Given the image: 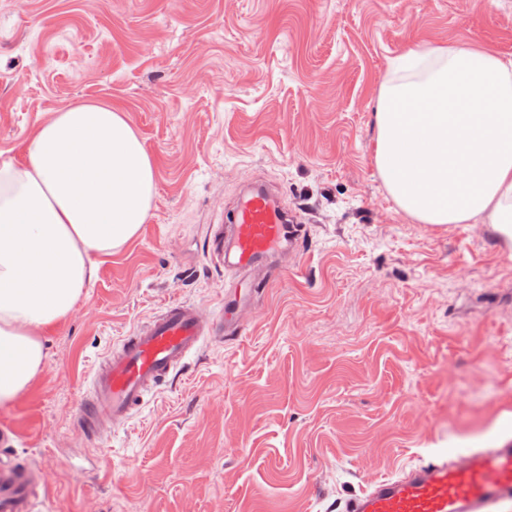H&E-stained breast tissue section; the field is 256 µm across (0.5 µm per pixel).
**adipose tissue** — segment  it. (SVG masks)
<instances>
[{
    "instance_id": "adipose-tissue-1",
    "label": "adipose tissue",
    "mask_w": 512,
    "mask_h": 512,
    "mask_svg": "<svg viewBox=\"0 0 512 512\" xmlns=\"http://www.w3.org/2000/svg\"><path fill=\"white\" fill-rule=\"evenodd\" d=\"M375 114L374 160L419 224L493 225L512 250V59L419 44ZM156 168L125 112L77 102L0 164V405L45 363L44 337L74 311L96 261L149 218Z\"/></svg>"
}]
</instances>
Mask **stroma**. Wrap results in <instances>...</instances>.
Returning <instances> with one entry per match:
<instances>
[{
  "label": "stroma",
  "instance_id": "obj_1",
  "mask_svg": "<svg viewBox=\"0 0 512 512\" xmlns=\"http://www.w3.org/2000/svg\"><path fill=\"white\" fill-rule=\"evenodd\" d=\"M420 43L512 57V0H0V162L87 101L126 112L156 163L146 224L0 406L49 477L43 512H333L512 437V251L489 224L415 223L374 161L381 87ZM253 179L300 211L305 249L245 335L93 449L75 411L96 364L169 302L220 311L206 232Z\"/></svg>",
  "mask_w": 512,
  "mask_h": 512
}]
</instances>
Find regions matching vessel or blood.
Masks as SVG:
<instances>
[{
  "label": "vessel or blood",
  "mask_w": 512,
  "mask_h": 512,
  "mask_svg": "<svg viewBox=\"0 0 512 512\" xmlns=\"http://www.w3.org/2000/svg\"><path fill=\"white\" fill-rule=\"evenodd\" d=\"M306 239L300 215L257 182L212 225L207 252L234 276L224 306L208 315L197 303H167L147 324L122 336L97 363L77 405L91 441L124 427L148 397L209 339L233 341L245 332L242 312L272 280L275 260L299 255ZM0 435V512H38L45 474L6 452ZM342 512H512V442L421 462L401 474L375 478Z\"/></svg>",
  "instance_id": "vessel-or-blood-1"
}]
</instances>
